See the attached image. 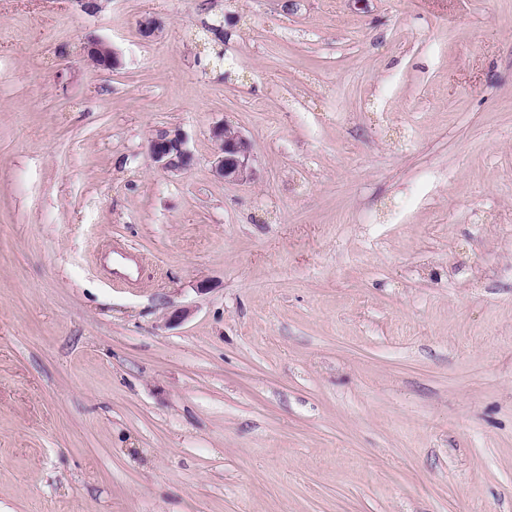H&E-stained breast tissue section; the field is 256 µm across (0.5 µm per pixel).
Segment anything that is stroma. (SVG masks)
<instances>
[{
  "instance_id": "1",
  "label": "stroma",
  "mask_w": 512,
  "mask_h": 512,
  "mask_svg": "<svg viewBox=\"0 0 512 512\" xmlns=\"http://www.w3.org/2000/svg\"><path fill=\"white\" fill-rule=\"evenodd\" d=\"M98 3L0 0V512H512V0ZM215 149L211 167L217 177L229 182L246 183L253 180V145L240 131L227 123L211 129ZM149 153L158 168L170 173L188 169L194 162L186 137L178 130H159L150 140Z\"/></svg>"
}]
</instances>
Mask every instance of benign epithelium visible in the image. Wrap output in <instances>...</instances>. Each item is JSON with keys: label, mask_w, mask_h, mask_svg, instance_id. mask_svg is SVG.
Segmentation results:
<instances>
[{"label": "benign epithelium", "mask_w": 512, "mask_h": 512, "mask_svg": "<svg viewBox=\"0 0 512 512\" xmlns=\"http://www.w3.org/2000/svg\"><path fill=\"white\" fill-rule=\"evenodd\" d=\"M87 55L95 58L102 69H113L118 64L116 53L102 42L92 43L87 48ZM211 138L215 146L211 167L216 176L236 183L253 180L252 142L227 123L213 126ZM149 153L158 168L170 173L184 171L194 162L186 147V137L178 129L158 131L150 140Z\"/></svg>", "instance_id": "7a95c632"}]
</instances>
